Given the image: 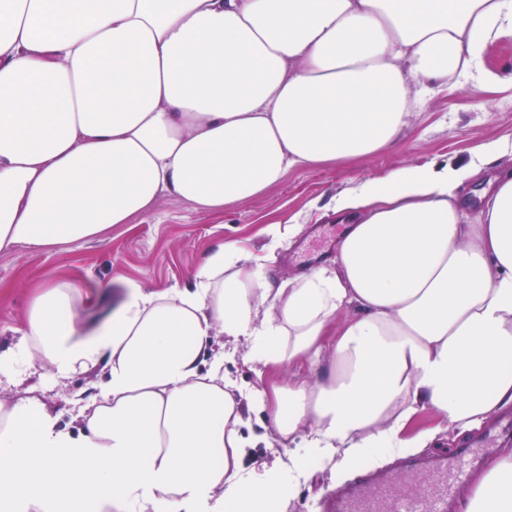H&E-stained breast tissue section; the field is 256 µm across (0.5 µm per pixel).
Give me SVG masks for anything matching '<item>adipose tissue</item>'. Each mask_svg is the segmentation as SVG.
I'll use <instances>...</instances> for the list:
<instances>
[{"mask_svg":"<svg viewBox=\"0 0 512 512\" xmlns=\"http://www.w3.org/2000/svg\"><path fill=\"white\" fill-rule=\"evenodd\" d=\"M512 0H0V251L98 237L160 195L208 210L290 167L393 148L409 83L496 80ZM403 166L338 196L335 269L276 283L219 246L185 287L128 289L96 328L92 290L45 283L0 385L49 368L100 381L71 429L32 385L0 400V512H283L314 466L426 447L431 408L469 432L512 409V172ZM483 178L478 199L465 183ZM269 373L256 401L287 456L246 467L216 336ZM460 512H512V455Z\"/></svg>","mask_w":512,"mask_h":512,"instance_id":"adipose-tissue-1","label":"adipose tissue"}]
</instances>
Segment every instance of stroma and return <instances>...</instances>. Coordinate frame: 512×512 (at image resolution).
Listing matches in <instances>:
<instances>
[{
  "instance_id": "1",
  "label": "stroma",
  "mask_w": 512,
  "mask_h": 512,
  "mask_svg": "<svg viewBox=\"0 0 512 512\" xmlns=\"http://www.w3.org/2000/svg\"><path fill=\"white\" fill-rule=\"evenodd\" d=\"M484 62L501 77L482 87L469 83L450 90L420 96L419 83H411L416 106L394 150L350 163L319 168L296 167L281 182L263 194L221 211L196 207L190 201L164 196L154 208L117 224L104 236L60 245L46 251L24 246L0 252V348L13 344L23 328L35 286L60 279H76L86 286L107 285L103 302L111 307L126 285L149 291L183 287L189 273L219 245L234 242L245 252L267 256L266 269L273 280L285 283L302 274L289 264L288 255L311 226L323 225L334 239L345 231L333 211L335 198L360 181L381 177L404 165L468 162L477 147L495 156L498 144L512 142V42L490 45ZM43 399L60 423L71 422L79 413L77 400L87 387L82 375L54 377L44 372ZM440 415L421 411L410 423V433L438 428L427 447L396 453L374 464L361 460L364 473L391 471L413 482L414 461L429 462L468 447L474 432L457 436L442 429ZM355 476L334 483L330 473L319 470L300 483L288 512H329L330 495L348 491Z\"/></svg>"
}]
</instances>
